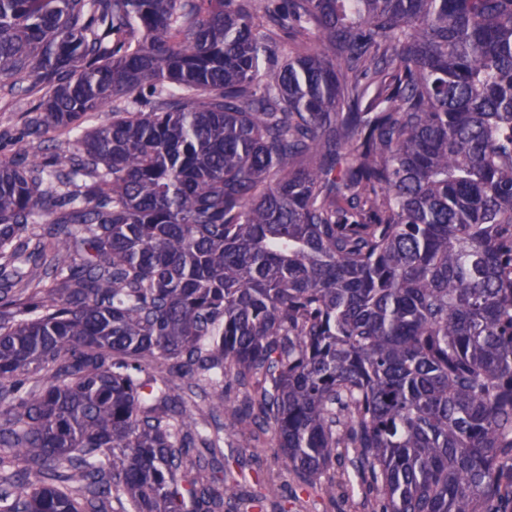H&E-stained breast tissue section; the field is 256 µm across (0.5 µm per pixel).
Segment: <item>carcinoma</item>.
<instances>
[{
  "label": "carcinoma",
  "instance_id": "obj_1",
  "mask_svg": "<svg viewBox=\"0 0 512 512\" xmlns=\"http://www.w3.org/2000/svg\"><path fill=\"white\" fill-rule=\"evenodd\" d=\"M0 74V512H292L240 426L512 512V0H0ZM31 106V97L15 95L9 107L0 111V160L12 156L16 140L24 135L25 114ZM40 141L42 142L40 143ZM35 146H38V148H34V150H36V153L39 155L50 153L59 148L73 150L75 147V135H73L70 140H65L59 136L57 131L50 130L43 134L41 138L36 139ZM266 448H257L256 453L254 452V448L250 449V452H246L243 455L242 448L241 447L244 444V438L239 434L238 432H232L229 433L226 436L225 444H224V454L228 456L230 459L237 457V455L240 454V459H243V462L246 464V467L248 469H264L266 470L270 465L273 466L275 469L279 468L281 472V480L288 484V496L291 495V493L295 492L296 485L294 482L293 475L281 464L274 462L273 457V449L270 448L271 440L268 436L266 441ZM231 445L232 448H229L228 446ZM254 454L253 456H250L249 454ZM232 456V458H231ZM243 456V458H242Z\"/></svg>",
  "mask_w": 512,
  "mask_h": 512
}]
</instances>
